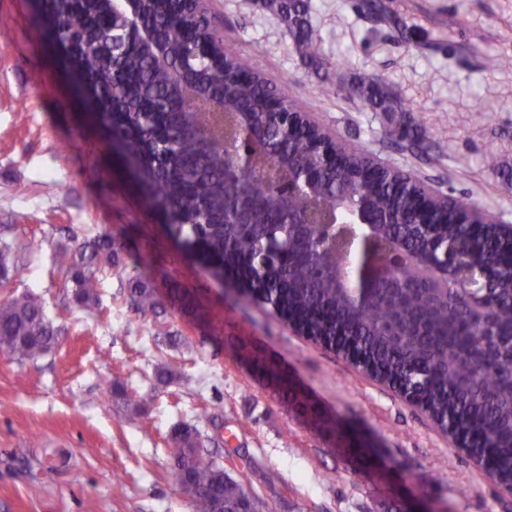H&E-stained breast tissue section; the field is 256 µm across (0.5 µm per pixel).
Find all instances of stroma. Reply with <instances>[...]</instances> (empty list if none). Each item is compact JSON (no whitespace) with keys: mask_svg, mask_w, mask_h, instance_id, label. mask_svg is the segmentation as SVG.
I'll list each match as a JSON object with an SVG mask.
<instances>
[{"mask_svg":"<svg viewBox=\"0 0 512 512\" xmlns=\"http://www.w3.org/2000/svg\"><path fill=\"white\" fill-rule=\"evenodd\" d=\"M310 0L322 66L301 56L266 0H210L226 51L254 56L303 111L340 139L426 186L512 224V0ZM386 84L403 111H373L349 88ZM432 128L425 152L398 136ZM495 168L483 163L486 150ZM108 232L121 249L98 309L72 303L57 245ZM0 239L24 250L11 291L42 299L65 328L36 361L0 353V512H195L167 454L171 429L195 426L247 490L277 512H512L427 415L343 356L250 301L231 277L173 238L102 124L89 112L38 0H0ZM163 302L126 301L138 258ZM191 297L173 305L171 287ZM282 367L341 433L309 424L253 370L247 351ZM175 366L163 382L161 366ZM146 412L131 417L105 380Z\"/></svg>","mask_w":512,"mask_h":512,"instance_id":"1","label":"stroma"}]
</instances>
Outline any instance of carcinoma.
<instances>
[{"instance_id":"obj_1","label":"carcinoma","mask_w":512,"mask_h":512,"mask_svg":"<svg viewBox=\"0 0 512 512\" xmlns=\"http://www.w3.org/2000/svg\"><path fill=\"white\" fill-rule=\"evenodd\" d=\"M268 3L287 26L301 55L310 63L321 65L320 46L307 19L308 0ZM47 18L58 32L66 18L80 23L85 41L95 46L96 51L80 59L79 65L91 77L99 96L108 95L116 83L128 98L137 102L170 93L165 72L139 52L133 37H127V42L117 49L112 47V27L119 26V22L111 17L106 3H85L75 13L70 0H53ZM142 19L146 26L162 27L169 51L178 61L187 58L191 43L212 32L210 25L204 28L184 15L168 13L162 0H145ZM195 67V78L201 85L224 98V106L252 113L260 127L269 121V100L294 104L283 85L260 80L262 72L250 59L226 55L222 62L197 61ZM353 93L376 110L397 111L398 102L373 79H361ZM104 123L112 139L119 141L128 157L137 163L144 193L155 205L171 213L172 234L195 252L216 277H223L226 270L247 279L255 277L260 280L254 287L259 300L276 314L286 318L291 311L312 331L328 338L335 337L338 329L348 333L347 339L361 348L384 379L402 386L417 384L421 403L435 420L448 419L455 431L481 436L493 449L496 478L512 481V274H494V287L487 297L493 315L492 329L484 330L481 317L471 311L467 297L450 283L448 293L452 302L435 312L431 311L432 297L422 289L402 296L397 304L402 308L404 324L412 328L420 316L430 313L433 330L426 335L395 338L388 334L385 313L377 304L357 303L336 288L334 273L345 264L348 241L338 237L332 244L325 243V231L319 224L311 229L309 248L323 253L331 274L323 275L312 264L299 259L285 269L272 267L263 274L251 267L256 254L285 241L282 225L266 223L267 186L260 174L252 175L258 223L250 227L222 224L221 209L239 191L237 182L224 179L225 149L215 146L206 152L199 151L195 140L181 131L179 116L172 114L167 118L173 132V141L168 146L169 166L159 174L152 154L156 130L142 125L137 118L124 123L110 114ZM316 140L314 133L303 139L293 137L292 149L298 153L299 161L313 160ZM346 149L349 169L323 173L317 202L334 207L365 196L386 221L382 228L388 241L408 249L429 245V232L422 227L393 223L421 182L393 169L378 186H363L351 171L373 161V157L360 144H348ZM117 255L118 247L109 233L60 248L74 304L85 309L97 305L98 272L112 267ZM0 271L15 276L20 272L15 251L2 240ZM127 299L143 313L159 307L158 295L150 286L147 264H141L129 279ZM61 333L62 326L46 316L38 296L24 293L0 299L1 353L18 360H35L55 348ZM108 389L111 395L123 399L131 415L138 417L144 413L143 405L130 402L121 384L112 381ZM169 444L173 476L196 494V512H275L272 503L245 490L217 465L195 427H174Z\"/></svg>"}]
</instances>
